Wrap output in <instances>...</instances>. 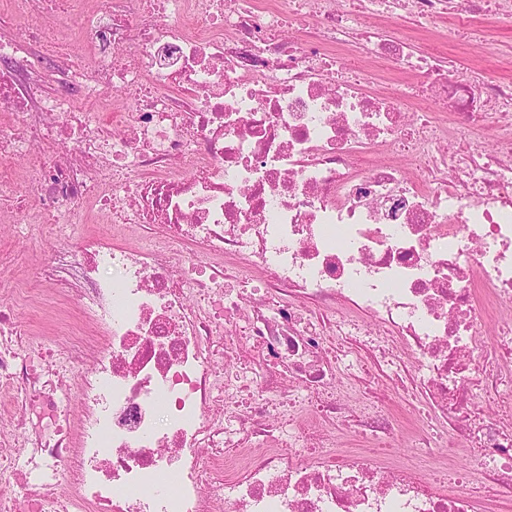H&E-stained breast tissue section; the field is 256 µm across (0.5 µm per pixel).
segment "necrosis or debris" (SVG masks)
Masks as SVG:
<instances>
[{"mask_svg": "<svg viewBox=\"0 0 512 512\" xmlns=\"http://www.w3.org/2000/svg\"><path fill=\"white\" fill-rule=\"evenodd\" d=\"M452 0H70L95 57L47 93L0 36V211L106 233L41 280L89 330L59 350L0 303V512H477L512 493V84L416 51ZM301 38L283 34L285 17ZM367 59L402 77L368 91ZM124 90L111 124L78 107ZM494 125L492 147L476 130ZM48 166L29 177L32 152ZM363 373L353 386L348 371ZM406 382L407 426L374 385ZM469 458L423 468L428 422ZM346 431L347 442L336 440ZM403 439L428 465L382 459Z\"/></svg>", "mask_w": 512, "mask_h": 512, "instance_id": "necrosis-or-debris-1", "label": "necrosis or debris"}]
</instances>
